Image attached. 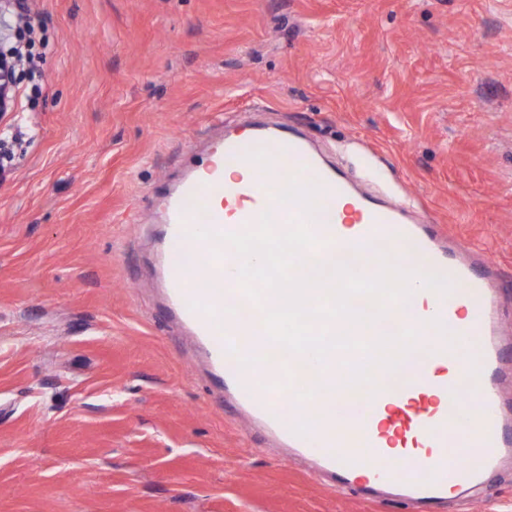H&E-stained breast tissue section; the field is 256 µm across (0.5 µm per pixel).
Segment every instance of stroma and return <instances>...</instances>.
<instances>
[{"mask_svg":"<svg viewBox=\"0 0 512 512\" xmlns=\"http://www.w3.org/2000/svg\"><path fill=\"white\" fill-rule=\"evenodd\" d=\"M39 137L0 180V512H405L224 394L157 277L215 115L307 134L482 251L512 311V0H40ZM435 512H512V467Z\"/></svg>","mask_w":512,"mask_h":512,"instance_id":"stroma-1","label":"stroma"}]
</instances>
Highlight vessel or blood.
Listing matches in <instances>:
<instances>
[{
    "mask_svg": "<svg viewBox=\"0 0 512 512\" xmlns=\"http://www.w3.org/2000/svg\"><path fill=\"white\" fill-rule=\"evenodd\" d=\"M219 148L225 169H244L250 176L202 179L193 172L168 194L161 217L162 277L171 308L191 339L202 344L209 366L223 375L237 403L335 484L350 483L358 470H366L369 477L359 487L363 495L389 488L399 502L419 507L478 487L512 455V443L505 440L512 416L503 411L499 394L504 361L495 270L479 253L460 254L442 245L440 231L407 220L405 203L367 199L324 166L300 137L258 130L225 137ZM290 175L320 188L309 223L321 245L312 257L337 245L349 228L352 246L369 260L364 275L374 276L381 270L376 246L395 245L401 250L398 268L412 273V285L427 302L420 316L407 322L419 335L433 337L427 353L402 372L378 370L376 388H360L348 405L360 443L374 451L369 458L338 452L344 435L332 429L334 415L322 402L320 385L304 384L293 368L279 372L277 383L258 382L265 352L241 346L244 326L224 312L225 291L241 290V260L227 245L191 236L199 228L254 229L267 210L276 230L287 229L300 209L275 201L273 194ZM189 251L203 256V267L191 269ZM459 336L474 341L475 353L456 345ZM361 360L360 354L335 351L314 366L324 377ZM283 386L297 404L286 413L276 400ZM460 437L470 439L476 452L457 464L454 441Z\"/></svg>",
    "mask_w": 512,
    "mask_h": 512,
    "instance_id": "vessel-or-blood-1",
    "label": "vessel or blood"
}]
</instances>
